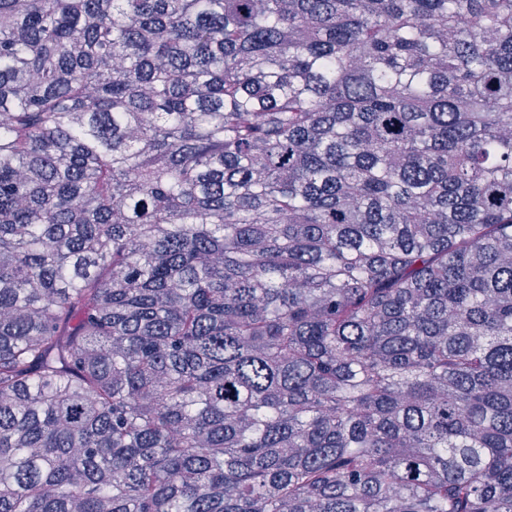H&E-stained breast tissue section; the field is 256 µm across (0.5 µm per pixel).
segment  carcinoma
Listing matches in <instances>:
<instances>
[{"label":"carcinoma","instance_id":"cac0c4a2","mask_svg":"<svg viewBox=\"0 0 512 512\" xmlns=\"http://www.w3.org/2000/svg\"><path fill=\"white\" fill-rule=\"evenodd\" d=\"M0 512H512V0H0Z\"/></svg>","mask_w":512,"mask_h":512}]
</instances>
